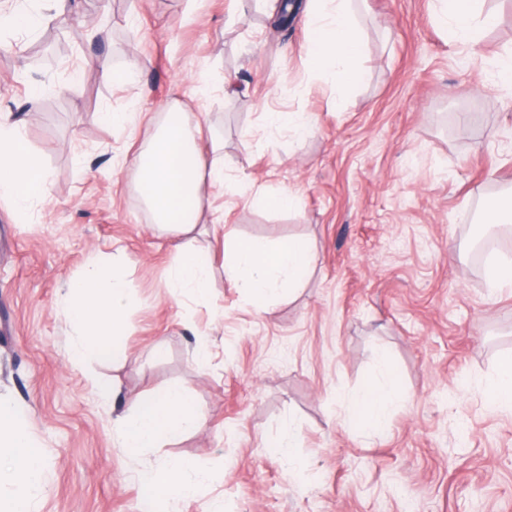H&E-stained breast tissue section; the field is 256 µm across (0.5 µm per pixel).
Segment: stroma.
<instances>
[{
    "label": "stroma",
    "mask_w": 512,
    "mask_h": 512,
    "mask_svg": "<svg viewBox=\"0 0 512 512\" xmlns=\"http://www.w3.org/2000/svg\"><path fill=\"white\" fill-rule=\"evenodd\" d=\"M479 7L497 23L471 46L451 41L435 0H365L366 75L343 95L308 71L303 14L279 28L262 0L243 16L232 0H66L34 33L0 31V113L23 119L49 188L23 215L0 197V398L45 454L34 512H140L139 471L178 458L202 485L177 512H404L409 494L424 512H512V412L482 394L512 354V286L488 277L512 247L478 262L471 241L512 188V87L485 75L512 54V0ZM101 57L136 80L101 79ZM202 74L207 92L189 94ZM176 99L224 139L205 158L228 180L203 185L209 221L180 237L210 266L204 299L171 297L178 237L153 224L132 165ZM283 190L295 209L268 206ZM296 236L315 262L264 313L225 279L224 242ZM114 256L129 292L119 348L79 366L57 302ZM382 350L399 376L389 424L351 428ZM170 385L199 428L116 447L114 413ZM291 420L296 475L278 451ZM268 120L271 124L281 125L293 129L300 134H306L310 130V123L299 112H277L268 113Z\"/></svg>",
    "instance_id": "obj_1"
}]
</instances>
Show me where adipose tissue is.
<instances>
[{
	"mask_svg": "<svg viewBox=\"0 0 512 512\" xmlns=\"http://www.w3.org/2000/svg\"><path fill=\"white\" fill-rule=\"evenodd\" d=\"M439 21L452 35L478 44L483 32L494 26V15H479L472 0H440ZM310 15L304 47L307 66L337 93L358 86L363 78L362 41L353 0H307ZM166 120L133 161L138 171V190L153 223L175 227L186 234L205 223L204 182L224 184V169L206 165L199 148L202 128L181 102L166 105ZM22 124L0 117V195L10 198L17 212H25L48 194V181L26 145ZM314 262L312 243L293 237L274 244L244 241L234 245L224 267L226 278L245 291L258 310L270 311L286 291L301 287ZM171 294L205 296L209 270L182 243L172 247ZM127 299V271L115 258L98 260L71 280L59 303V311L73 327V355L77 361L99 358L116 348L115 338ZM381 379L367 385L353 402V422L374 430L385 428L398 377L386 352H379ZM198 418L184 391L168 388L146 400L136 401L132 411L113 423L123 448H154L195 429ZM8 465L19 487L16 497L0 499V512H29L32 492L45 483L42 450L24 425L19 411L0 400V462ZM197 466L187 459L174 460L142 470L138 476L151 502L181 499L195 494Z\"/></svg>",
	"mask_w": 512,
	"mask_h": 512,
	"instance_id": "ef3b65f1",
	"label": "adipose tissue"
}]
</instances>
